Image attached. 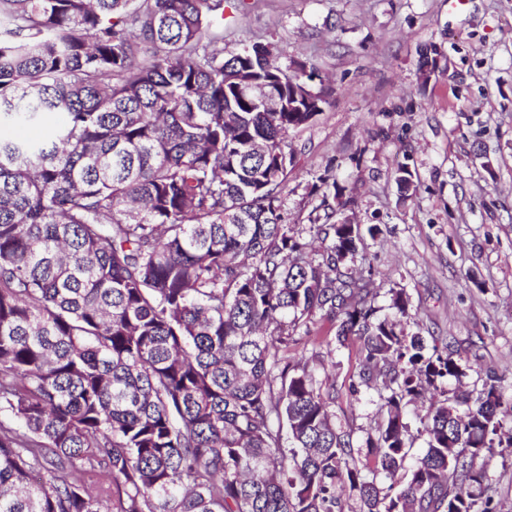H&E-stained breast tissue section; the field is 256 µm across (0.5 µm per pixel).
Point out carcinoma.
Here are the masks:
<instances>
[{"mask_svg": "<svg viewBox=\"0 0 512 512\" xmlns=\"http://www.w3.org/2000/svg\"><path fill=\"white\" fill-rule=\"evenodd\" d=\"M223 16L0 0V512H343L346 487L359 512H494L478 461L512 448V400L487 382L430 402L406 467L404 408L466 369L353 273L347 187L322 194L310 240L288 223L291 134L329 87L269 43L224 55ZM395 181L416 190L406 163ZM318 341L364 354V460L295 357Z\"/></svg>", "mask_w": 512, "mask_h": 512, "instance_id": "carcinoma-1", "label": "carcinoma"}]
</instances>
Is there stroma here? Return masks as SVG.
I'll return each mask as SVG.
<instances>
[{"label": "stroma", "mask_w": 512, "mask_h": 512, "mask_svg": "<svg viewBox=\"0 0 512 512\" xmlns=\"http://www.w3.org/2000/svg\"><path fill=\"white\" fill-rule=\"evenodd\" d=\"M224 49L272 43L279 63L315 66L332 91L293 136L288 221L306 232L318 178L350 191L364 236L354 269L374 268L376 306L410 297L426 339L453 337L464 389L494 379L512 397V0H224ZM437 45L430 78L422 50ZM418 188L400 198L397 163ZM336 388V421L355 447L379 418L376 392L352 402L357 345L304 351ZM488 493L512 512V448L486 457Z\"/></svg>", "instance_id": "obj_1"}]
</instances>
